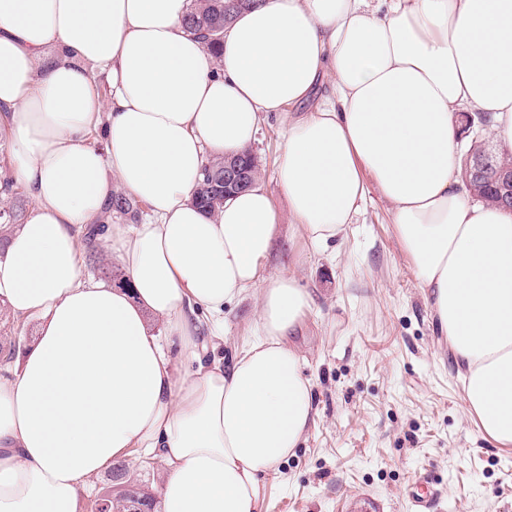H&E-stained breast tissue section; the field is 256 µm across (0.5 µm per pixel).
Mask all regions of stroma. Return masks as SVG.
<instances>
[{
  "label": "stroma",
  "instance_id": "obj_1",
  "mask_svg": "<svg viewBox=\"0 0 512 512\" xmlns=\"http://www.w3.org/2000/svg\"><path fill=\"white\" fill-rule=\"evenodd\" d=\"M282 135L270 115L251 148L284 226L261 269L295 275L312 295L291 342L318 416L267 478L262 512H416L418 497L426 512H512V449L490 446L465 413L448 347L378 191L342 242L294 262L276 183ZM256 323L254 293L227 306L225 352Z\"/></svg>",
  "mask_w": 512,
  "mask_h": 512
}]
</instances>
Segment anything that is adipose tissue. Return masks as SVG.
I'll use <instances>...</instances> for the list:
<instances>
[{
  "label": "adipose tissue",
  "mask_w": 512,
  "mask_h": 512,
  "mask_svg": "<svg viewBox=\"0 0 512 512\" xmlns=\"http://www.w3.org/2000/svg\"><path fill=\"white\" fill-rule=\"evenodd\" d=\"M192 6L0 0V135L33 201L0 254V301L37 322L0 366V512H80L87 479L134 453L165 464L161 512H259L317 414L289 344L311 295L261 273L279 229L262 185L215 213L192 198L207 160L249 149L270 113L288 115L292 239L344 240L377 189L466 414L511 448L512 211L470 198L458 115L512 148V0H257L218 58L187 29ZM117 186L148 208L99 235L128 291L80 275L79 236ZM251 289L257 331L218 357L224 307Z\"/></svg>",
  "instance_id": "obj_1"
}]
</instances>
